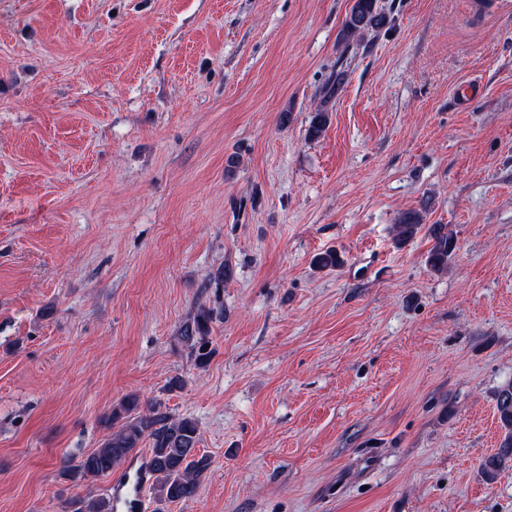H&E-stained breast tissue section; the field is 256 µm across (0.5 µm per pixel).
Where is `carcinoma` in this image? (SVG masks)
<instances>
[{"instance_id":"obj_1","label":"carcinoma","mask_w":512,"mask_h":512,"mask_svg":"<svg viewBox=\"0 0 512 512\" xmlns=\"http://www.w3.org/2000/svg\"><path fill=\"white\" fill-rule=\"evenodd\" d=\"M386 24L387 16L379 9L378 0H353L342 34L346 40L355 39ZM328 120V112H315L309 136H321ZM427 209L425 201L420 209L399 215L394 224L396 244L404 243L422 228ZM428 234L432 245L426 255V265L435 272H444L457 249L455 234L443 224L431 225ZM340 263L334 251L319 253L313 258V265L318 269L335 268ZM221 316L222 311L201 304L180 327L181 340L200 368L207 365L211 355L210 324ZM495 405L504 435L496 451L484 457L479 465L480 474L488 484L495 482L501 472L512 468V381L497 389ZM103 422L110 433L75 466L63 467L64 478L80 482L108 475L146 446L150 450L158 504L180 503L197 494L210 469V459L198 452L200 431L194 419L175 417L162 400L144 403L139 395L132 393L113 404ZM70 512H112V505L102 499L78 500L73 502Z\"/></svg>"}]
</instances>
